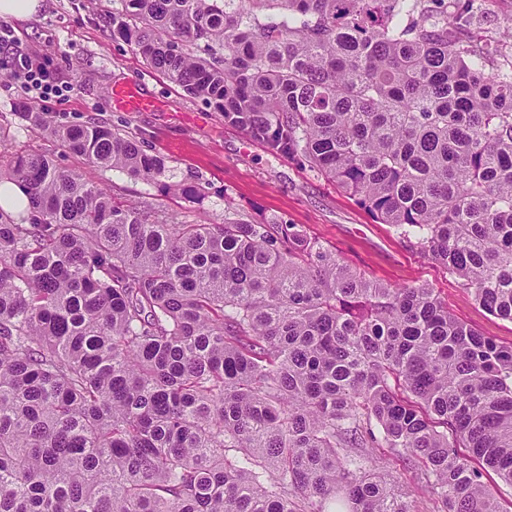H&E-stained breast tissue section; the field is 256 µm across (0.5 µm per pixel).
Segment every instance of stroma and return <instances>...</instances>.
I'll use <instances>...</instances> for the list:
<instances>
[{"mask_svg":"<svg viewBox=\"0 0 512 512\" xmlns=\"http://www.w3.org/2000/svg\"><path fill=\"white\" fill-rule=\"evenodd\" d=\"M119 6V0H42L36 14L11 19L16 41L0 49V125L10 131L11 149L49 153L58 167L80 171L108 188L116 201L147 203L189 224L223 223L224 201L233 199L243 218L297 225L369 280L397 287L428 285L461 322L500 343H512V322L479 306L456 276L422 255L393 226L375 222L301 160L272 154L264 143L185 96L148 68L130 45L113 39L112 12ZM472 23L485 42L512 53V0H477ZM14 51L47 57L58 77L74 84L69 97L49 104L51 120L126 130L148 153L167 157L165 181L84 165L22 121L20 105L36 98L12 77L6 61ZM126 82L140 84L163 101V109H111L110 89ZM174 183L195 187L199 202L171 191Z\"/></svg>","mask_w":512,"mask_h":512,"instance_id":"obj_1","label":"stroma"}]
</instances>
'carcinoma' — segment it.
<instances>
[{
    "label": "carcinoma",
    "instance_id": "carcinoma-1",
    "mask_svg": "<svg viewBox=\"0 0 512 512\" xmlns=\"http://www.w3.org/2000/svg\"><path fill=\"white\" fill-rule=\"evenodd\" d=\"M474 0H121L112 34L297 158L512 322V53ZM24 118L90 167L168 160ZM0 512H502L512 344L424 285L351 270L294 224H183L40 153L0 156ZM29 200L22 189L13 182L0 184V207L8 211L27 209ZM380 465L384 467V470H387L397 476L399 484L403 485V488H408L412 491L411 500L414 501L413 505L416 512H432V505L428 501L427 496H424L416 490L412 474L403 469L401 462L386 457V459L382 460Z\"/></svg>",
    "mask_w": 512,
    "mask_h": 512
}]
</instances>
